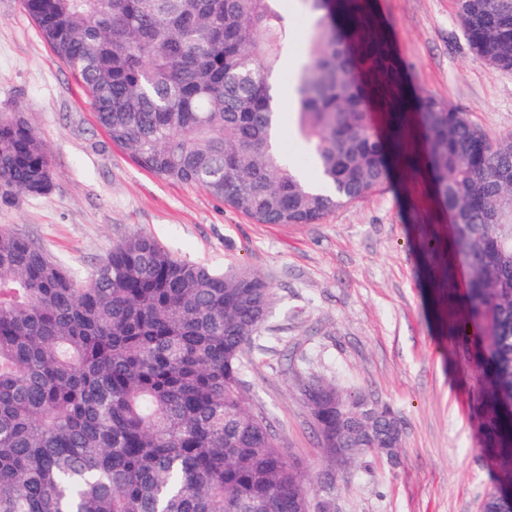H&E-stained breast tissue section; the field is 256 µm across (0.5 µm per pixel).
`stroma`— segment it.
I'll return each mask as SVG.
<instances>
[{"mask_svg": "<svg viewBox=\"0 0 512 512\" xmlns=\"http://www.w3.org/2000/svg\"><path fill=\"white\" fill-rule=\"evenodd\" d=\"M410 90L461 112L490 138L512 136V72L473 55L455 0H375ZM293 37L276 66L281 146L300 151L290 75L307 20L288 9ZM22 113L47 143L53 187L0 205V228L85 275L135 233L217 271L244 268L274 293L270 339L245 370L247 407L315 478L326 462L299 379L316 374L389 405L403 425L397 462L352 464L317 482L311 508L333 512H482L498 483L474 413L476 365L455 331L466 267L449 260L448 215L418 159L415 115L397 137L407 164L361 201L317 224H259L204 190L135 165L101 129L90 99L42 37L24 0H0V113Z\"/></svg>", "mask_w": 512, "mask_h": 512, "instance_id": "obj_1", "label": "stroma"}]
</instances>
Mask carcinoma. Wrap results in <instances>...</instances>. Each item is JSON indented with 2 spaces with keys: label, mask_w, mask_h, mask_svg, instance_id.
I'll list each match as a JSON object with an SVG mask.
<instances>
[{
  "label": "carcinoma",
  "mask_w": 512,
  "mask_h": 512,
  "mask_svg": "<svg viewBox=\"0 0 512 512\" xmlns=\"http://www.w3.org/2000/svg\"><path fill=\"white\" fill-rule=\"evenodd\" d=\"M308 21L292 77L304 154L277 144L273 74L288 0H25L141 169L194 185L259 224H318L389 183L401 143L377 131L414 112L425 167L467 265L466 319L482 370L479 427L512 479V137L408 93L372 0H297ZM470 50L512 71V0H456ZM50 152L0 113V203L50 187ZM78 277L0 228V512H309V487L266 417L243 357L273 291L246 269L179 259L149 235L114 244ZM326 461L401 446L387 406L319 376L301 380ZM483 512H512L501 489Z\"/></svg>",
  "instance_id": "obj_1"
}]
</instances>
